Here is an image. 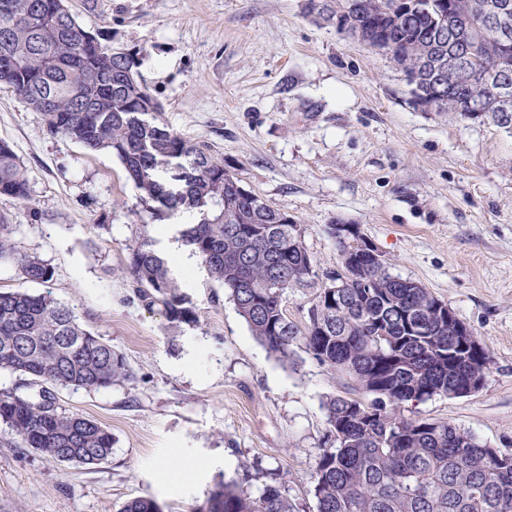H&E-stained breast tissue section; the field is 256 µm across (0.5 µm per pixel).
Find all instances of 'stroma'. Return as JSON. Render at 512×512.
<instances>
[{
  "instance_id": "1",
  "label": "stroma",
  "mask_w": 512,
  "mask_h": 512,
  "mask_svg": "<svg viewBox=\"0 0 512 512\" xmlns=\"http://www.w3.org/2000/svg\"><path fill=\"white\" fill-rule=\"evenodd\" d=\"M71 5L107 45L143 49L139 71L160 120L295 216L318 269L340 268L325 224L352 221L393 274L455 310L490 355L484 386L404 413L512 453V131L413 107L385 53L306 17L301 0ZM0 140L31 187L26 201L0 197V213L55 269L33 292L74 308L134 372L108 390L55 391L62 408L111 430L112 455L97 467L55 462L0 424V512H119L142 496L163 512H194L220 482L255 493L272 476L298 512H316L311 476L332 444L322 402L349 395L352 382L300 348L282 366L193 258L173 273L200 321L173 331L132 298L127 256L151 222L156 249L169 253L189 217L152 220L115 157L50 136L4 84ZM169 468L183 479H168Z\"/></svg>"
}]
</instances>
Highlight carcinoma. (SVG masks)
Here are the masks:
<instances>
[{
  "label": "carcinoma",
  "instance_id": "carcinoma-1",
  "mask_svg": "<svg viewBox=\"0 0 512 512\" xmlns=\"http://www.w3.org/2000/svg\"><path fill=\"white\" fill-rule=\"evenodd\" d=\"M331 12L347 11L370 33L371 45L386 37L387 55L409 89L437 92L424 67L448 55V36L438 15L452 13L479 39L470 79L443 76V96L431 110L468 119L502 118L495 76L504 75L512 97V0L500 6L501 29L487 32L475 20L477 0H328ZM18 18L0 25V83L9 85L35 112L48 134L88 153H108L122 165L139 193L144 212L158 217L182 211L197 218L182 245L210 278L228 291L255 338L283 365L294 347L373 396L369 402L330 396L323 407L334 447L314 468L311 492L317 512H512V455L471 432L444 422L407 417L408 403L467 395L491 360L477 336L454 335L425 288H410L388 261L367 260L347 286L322 297L336 274L319 271L297 219L259 195L236 190L240 180L224 162L184 140L142 111L157 101L134 70L103 43L83 45L85 29L69 0H0ZM87 111H79L80 107ZM175 159V167L168 168ZM0 196L30 197L27 168L0 141ZM14 225L0 213V263L9 262L24 283L46 284L55 269L24 251ZM127 272L133 297L157 307L173 327L195 326L197 309L171 272L170 259L146 232L129 248ZM291 288H314L307 323L288 318L283 296ZM27 378V389L0 391V423L21 444L57 462L94 467L112 455V431L97 420L63 409L49 389L108 390L133 379L124 355L86 329L68 305L27 288L0 291V372ZM119 512H162L156 500L136 497ZM199 512H296L277 483L252 496L235 481L222 482Z\"/></svg>",
  "mask_w": 512,
  "mask_h": 512
}]
</instances>
